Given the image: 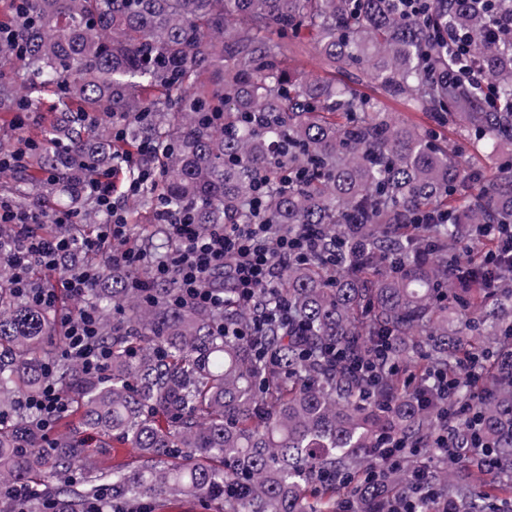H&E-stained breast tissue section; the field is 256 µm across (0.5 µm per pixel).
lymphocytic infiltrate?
<instances>
[{
  "label": "lymphocytic infiltrate",
  "instance_id": "obj_1",
  "mask_svg": "<svg viewBox=\"0 0 512 512\" xmlns=\"http://www.w3.org/2000/svg\"><path fill=\"white\" fill-rule=\"evenodd\" d=\"M139 187L135 179L121 184L105 176L88 181L86 191L105 214L106 221L84 238L81 246L85 252L101 256L112 267L135 269L150 265L155 282L176 279L181 300L199 307L223 308V293L208 289L205 281L224 267L232 269V286L238 302L249 308L256 304L257 289L277 287L280 271L288 263L307 260L325 249V239L317 232L274 240L265 224H214L204 229L187 223L179 212L164 210L158 223L163 232L175 236L177 247L160 257L151 247L128 243L127 213L122 201L134 196ZM42 221L38 212L20 210L0 200V223L14 225L19 242L10 256L16 290L30 301L46 306L55 305L62 291L73 297L86 296L97 284L98 276L92 269L69 275L57 290L33 285L30 279L33 268L56 269L74 247L72 240L38 233L35 226ZM62 322L61 343L65 354L80 359L88 371H104L110 350L98 342L95 311L86 307L77 314L67 312Z\"/></svg>",
  "mask_w": 512,
  "mask_h": 512
}]
</instances>
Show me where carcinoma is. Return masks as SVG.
Listing matches in <instances>:
<instances>
[{
    "instance_id": "cac0c4a2",
    "label": "carcinoma",
    "mask_w": 512,
    "mask_h": 512,
    "mask_svg": "<svg viewBox=\"0 0 512 512\" xmlns=\"http://www.w3.org/2000/svg\"><path fill=\"white\" fill-rule=\"evenodd\" d=\"M468 34L473 63L497 87L448 83L460 60L448 28ZM305 33L339 70L362 71L369 95L287 64ZM478 0H0V155L25 152L6 189L66 222L80 239L97 220L84 192L96 175L150 168L130 224L180 210L192 224H269L340 237L257 290L288 319L254 327L231 288L224 310L176 303L175 280L146 294L149 266L114 270L76 253L59 276L98 269L76 303L99 318L112 358L87 373L52 345L58 315L19 294L8 266L15 234L0 224V512H162L202 501L213 512H501L512 478L476 483L441 455L445 416L472 405L455 431L512 466V273L486 283L478 224L512 225V39L488 41ZM425 113L433 127L390 112ZM469 141L458 152L437 130ZM263 185L264 206L250 197ZM121 309L127 318L116 320ZM224 325L219 330L218 325ZM448 376L432 396L404 370ZM66 404L54 447L23 401L46 382ZM407 444L382 461L380 438ZM134 450L103 468L92 444ZM421 469L433 495L414 491ZM23 488L16 497L9 488Z\"/></svg>"
}]
</instances>
